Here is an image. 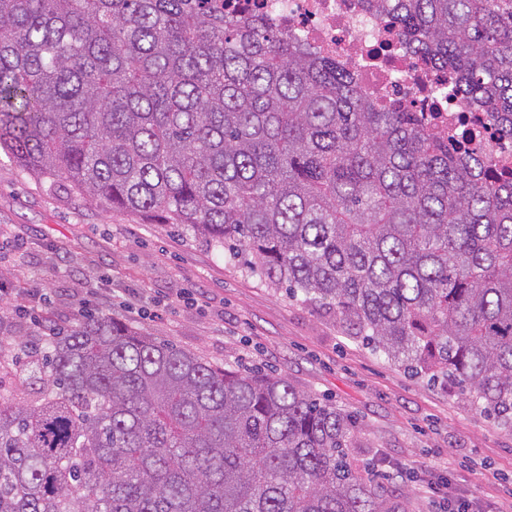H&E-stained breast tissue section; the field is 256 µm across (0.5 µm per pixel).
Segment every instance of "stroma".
<instances>
[{
  "mask_svg": "<svg viewBox=\"0 0 512 512\" xmlns=\"http://www.w3.org/2000/svg\"><path fill=\"white\" fill-rule=\"evenodd\" d=\"M0 339L107 314L240 373L262 371L353 414L352 455L399 512H512V432L458 392L346 336L328 311L242 272L176 224L90 200L0 150ZM38 308H29L31 295ZM444 484L441 502L427 484Z\"/></svg>",
  "mask_w": 512,
  "mask_h": 512,
  "instance_id": "35a3bbf8",
  "label": "stroma"
}]
</instances>
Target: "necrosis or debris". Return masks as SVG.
Returning a JSON list of instances; mask_svg holds the SVG:
<instances>
[{"label": "necrosis or debris", "mask_w": 512, "mask_h": 512, "mask_svg": "<svg viewBox=\"0 0 512 512\" xmlns=\"http://www.w3.org/2000/svg\"><path fill=\"white\" fill-rule=\"evenodd\" d=\"M224 11L272 19L320 55L352 68L378 109L423 113L428 133L436 136L472 131L479 158L493 170H512V143L499 138L490 116L475 117L459 102L441 98L443 73L410 53L398 27L373 16L364 0H224Z\"/></svg>", "instance_id": "1"}]
</instances>
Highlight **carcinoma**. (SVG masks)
Returning <instances> with one entry per match:
<instances>
[{"mask_svg":"<svg viewBox=\"0 0 512 512\" xmlns=\"http://www.w3.org/2000/svg\"><path fill=\"white\" fill-rule=\"evenodd\" d=\"M512 140V0H366ZM0 147L181 224L512 429V177L217 0H0ZM14 349L0 512H395L356 422L112 317Z\"/></svg>","mask_w":512,"mask_h":512,"instance_id":"carcinoma-1","label":"carcinoma"}]
</instances>
